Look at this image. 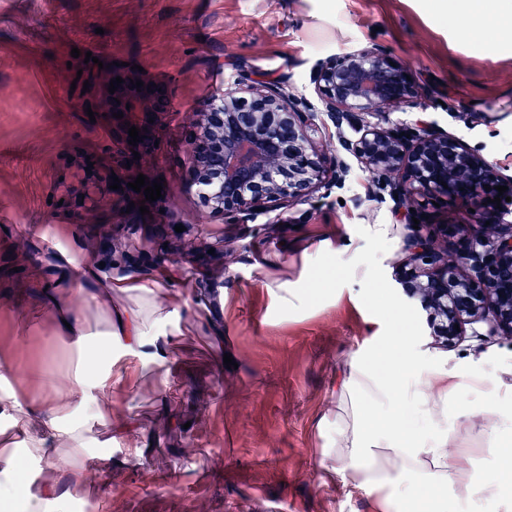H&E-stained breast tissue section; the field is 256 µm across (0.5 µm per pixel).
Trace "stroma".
Wrapping results in <instances>:
<instances>
[{"instance_id":"1","label":"stroma","mask_w":512,"mask_h":512,"mask_svg":"<svg viewBox=\"0 0 512 512\" xmlns=\"http://www.w3.org/2000/svg\"><path fill=\"white\" fill-rule=\"evenodd\" d=\"M459 38L448 0H0V367L22 365L0 379V440L23 447L6 412L31 393L45 360L58 356L70 370L78 360L42 298L57 256L80 281L90 267L122 276L128 253L151 256L166 315L164 361L113 348L127 375L103 394V417L71 404L61 412L81 429L83 467L99 461L107 481L76 488L44 460L10 473L20 492L66 491L50 512H373L368 495L332 474L319 431L353 354L394 329L452 360L512 356V337L446 347L431 336L395 280L409 228L390 204L369 201L367 173L356 171L347 190L229 219L190 188L187 148L196 111L239 63L300 92L316 60L378 43L411 70L419 116L510 176L512 42L488 34L460 52ZM87 51L140 65L166 88L171 109L151 128L158 145L132 168L121 164L130 147L117 138L120 119L88 118L70 92ZM141 174L163 187L145 215L144 193L123 190ZM115 177L121 189H111ZM172 224L184 225L182 238L169 236ZM104 232L108 256L94 248ZM217 242L223 252L209 254ZM325 246L341 260L334 285L314 291L313 259ZM364 282L376 285L372 298ZM288 288L309 294L291 307ZM227 353L236 368L224 365ZM483 425L478 412L449 419L451 464L496 467ZM133 446L142 463L129 457Z\"/></svg>"}]
</instances>
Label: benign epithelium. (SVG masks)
Returning <instances> with one entry per match:
<instances>
[{
  "instance_id": "7a95c632",
  "label": "benign epithelium",
  "mask_w": 512,
  "mask_h": 512,
  "mask_svg": "<svg viewBox=\"0 0 512 512\" xmlns=\"http://www.w3.org/2000/svg\"><path fill=\"white\" fill-rule=\"evenodd\" d=\"M108 71L124 79L122 86L111 94L89 75L81 107L145 118L170 111L167 94L148 88L145 74L129 66ZM408 74L382 45L353 47L312 65L309 97L288 90L286 81H258L239 65L197 113L190 184L212 212L227 217L255 216L271 199L292 203L322 188L345 190L356 166L369 174L372 200L391 202L410 227L425 199L470 203L471 223L448 224L438 235L420 224L404 238L395 280L420 302L432 335L445 344L478 323L490 336H511L512 177L434 121L392 119L397 110L421 106ZM136 79L144 83L139 90L131 88ZM321 130L336 137L329 156L316 147ZM498 186L508 190L500 196ZM496 196L498 205L490 202Z\"/></svg>"
}]
</instances>
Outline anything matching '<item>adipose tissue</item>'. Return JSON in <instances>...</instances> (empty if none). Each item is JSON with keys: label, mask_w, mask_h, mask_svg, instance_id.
Here are the masks:
<instances>
[{"label": "adipose tissue", "mask_w": 512, "mask_h": 512, "mask_svg": "<svg viewBox=\"0 0 512 512\" xmlns=\"http://www.w3.org/2000/svg\"><path fill=\"white\" fill-rule=\"evenodd\" d=\"M468 22L512 40V0H470ZM157 280L137 282L126 277L97 278L84 289L60 273L43 294L46 306L69 324L67 335L84 357L76 373L62 370L49 359L43 373L55 392L78 404L94 401L97 391L120 382L115 361L86 353L90 334L83 316L62 307L60 297L81 292L92 304L112 293H137L142 312H114L107 330V346L148 349L150 358L163 359L153 329ZM497 360L459 361L449 366L429 351L408 352L403 335L370 337L354 356L336 393V410L323 419L326 456L335 461L337 476L351 487L373 497L376 512H460L462 502L480 498L494 503L512 491V403L500 399ZM485 415L483 432L489 451L504 463L501 472L477 479L448 465V416L472 412ZM10 418L26 436V457L32 462L50 458L57 439H72L73 455L84 452L74 430L63 427L58 409L49 399L16 400Z\"/></svg>", "instance_id": "ef3b65f1"}]
</instances>
